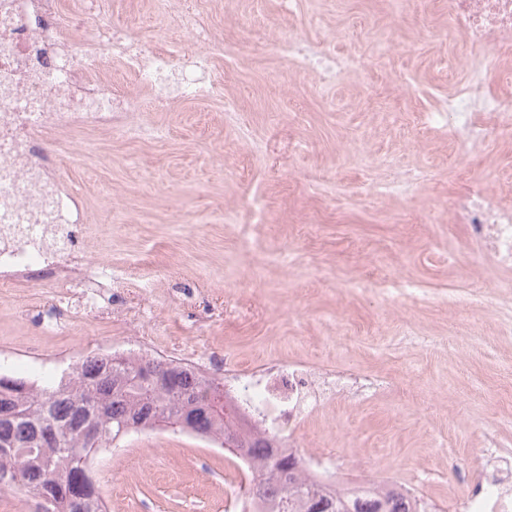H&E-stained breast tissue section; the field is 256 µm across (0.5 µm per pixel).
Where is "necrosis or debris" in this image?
Masks as SVG:
<instances>
[{"label":"necrosis or debris","mask_w":512,"mask_h":512,"mask_svg":"<svg viewBox=\"0 0 512 512\" xmlns=\"http://www.w3.org/2000/svg\"><path fill=\"white\" fill-rule=\"evenodd\" d=\"M448 20L480 68L444 106L448 137L478 147L491 134L512 136V92L490 93L481 68L512 62V0H448ZM170 26L188 46L154 40L108 20L101 0H0V288H24L31 271L51 273V287L73 300L76 316L102 313L112 270L79 265L85 208L81 189L61 181L52 134L67 128L124 127L141 105L117 93L98 65L109 59L153 92L154 108L176 93L222 96L210 68L218 48L211 28L185 0ZM453 215L503 267H512V210L486 188L460 193ZM336 397L327 371L301 363L275 368L224 363V399L246 429L295 432ZM454 512H512V453L487 449L477 485Z\"/></svg>","instance_id":"obj_1"}]
</instances>
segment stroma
I'll return each mask as SVG.
<instances>
[{
  "label": "stroma",
  "instance_id": "35a3bbf8",
  "mask_svg": "<svg viewBox=\"0 0 512 512\" xmlns=\"http://www.w3.org/2000/svg\"><path fill=\"white\" fill-rule=\"evenodd\" d=\"M110 18L164 38L166 0H103ZM224 56L223 97L134 113L135 132L54 148L59 174L86 197L81 261L111 265L126 319L69 320L43 335L0 291V350L32 363L122 352L125 339L225 358L303 360L360 374L296 433L300 454L334 453L339 480L423 479L426 498L471 490L490 446L512 449V290L455 223L465 185L512 206V142L477 149L423 127L467 77L470 54L448 28V0H196ZM294 40L343 62L338 81L297 70ZM233 99L235 111L224 109ZM386 275L415 297L353 289ZM110 512H224L238 491L229 456L169 428L117 441L92 472Z\"/></svg>",
  "mask_w": 512,
  "mask_h": 512
}]
</instances>
